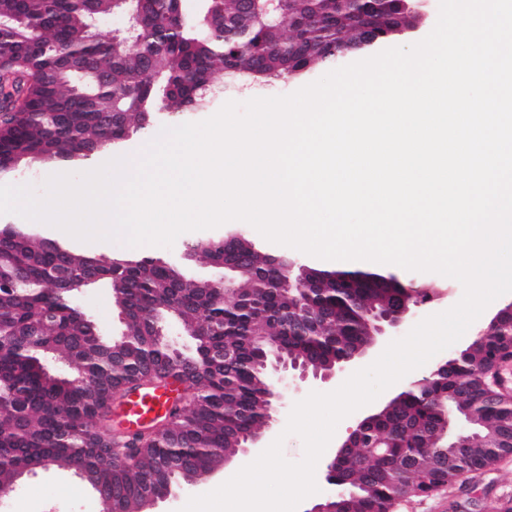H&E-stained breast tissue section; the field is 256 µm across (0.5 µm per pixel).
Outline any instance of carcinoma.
Returning <instances> with one entry per match:
<instances>
[{
	"label": "carcinoma",
	"instance_id": "carcinoma-1",
	"mask_svg": "<svg viewBox=\"0 0 512 512\" xmlns=\"http://www.w3.org/2000/svg\"><path fill=\"white\" fill-rule=\"evenodd\" d=\"M239 0H199L194 13L177 0L144 4L150 18L112 50L62 53L59 47L94 39L113 0H0V175L33 164L86 165L121 149L160 117L174 123L208 109L226 84H266L336 63V45L358 40L367 25L383 48L415 29L409 17L375 10L365 15L336 8V0H284L273 19L233 34L227 22ZM186 260L211 266L245 261L248 275L225 303L224 288L190 278L161 258L117 255L108 262L33 233L27 224L0 226V491L10 492L20 471L75 464L102 486L122 512L177 481H196L226 455L240 451L270 404L269 379L253 368L276 347L312 366L340 365L370 341L365 311L397 307L426 292L393 274L327 269L308 264L316 279L288 295L279 287L288 257H274L242 231L216 233L186 244ZM99 283L123 306L116 339L76 303L83 280ZM191 331L194 347L180 369L158 348L168 320ZM512 338L487 336L405 397L355 438L334 477L342 512H389L399 479L397 461L418 470L409 495L452 485L458 470L434 462L446 449L439 436L448 406L475 410L478 431L497 433L508 411L487 404L481 376ZM228 348L231 361L210 356ZM184 403L169 409L161 428L123 448L102 416L127 389L171 383ZM504 448L480 442L460 449V468L491 465Z\"/></svg>",
	"mask_w": 512,
	"mask_h": 512
}]
</instances>
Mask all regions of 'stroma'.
Instances as JSON below:
<instances>
[{
	"label": "stroma",
	"mask_w": 512,
	"mask_h": 512,
	"mask_svg": "<svg viewBox=\"0 0 512 512\" xmlns=\"http://www.w3.org/2000/svg\"><path fill=\"white\" fill-rule=\"evenodd\" d=\"M396 275L402 279L419 281L429 288V298L420 307L421 316H429L454 306L463 294L461 284L436 273L410 272L396 268ZM82 308L90 313L102 332L109 337H118L123 320L114 305L110 293L103 288H94L79 294ZM388 337L382 336L371 346L367 354L345 366L342 373L330 382L311 381L300 390L289 391L280 410L279 420L263 436L258 446L248 453L235 454L229 460V467L240 466L245 459L256 458L276 438H283V453L288 460L299 461L304 454L301 438L296 435L284 436L289 413L295 402L310 392H330L337 389L348 375L370 365L388 345ZM13 499L17 512H101L102 506L94 491L73 472L56 468L36 469L25 474L18 481V490ZM512 502V461L506 460L493 468L468 474L462 482L442 487L424 497L411 498L407 505L397 512H499L502 504Z\"/></svg>",
	"instance_id": "35a3bbf8"
}]
</instances>
